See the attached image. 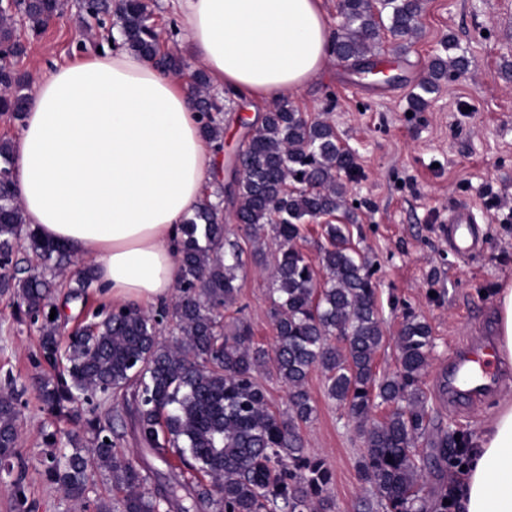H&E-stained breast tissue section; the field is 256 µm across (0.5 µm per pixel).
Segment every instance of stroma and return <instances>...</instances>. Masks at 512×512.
I'll list each match as a JSON object with an SVG mask.
<instances>
[{
  "label": "stroma",
  "mask_w": 512,
  "mask_h": 512,
  "mask_svg": "<svg viewBox=\"0 0 512 512\" xmlns=\"http://www.w3.org/2000/svg\"><path fill=\"white\" fill-rule=\"evenodd\" d=\"M80 0L40 34L26 24L16 34L26 52L14 65L27 81L107 46L111 24L84 17ZM422 27L405 52L383 42L375 60L389 80L365 77L338 58L306 84L291 104L326 114L355 155L347 185L357 221L353 245L374 265L384 342L375 359L377 374L396 368V339L406 315L431 327L430 366L422 387L430 399L429 437L478 435L498 401L512 394V361L503 360L496 390L478 407L452 408L439 380L453 348L475 336H496L497 295L512 282V0H425ZM454 37L467 68L441 83L424 110L412 112L410 95L442 55V40ZM267 104L238 99L224 123V151L218 154L213 183H226L242 141L243 123L266 112ZM455 206L472 207L484 232L482 250L461 255L440 232ZM238 304L254 339L274 344L269 318L268 277L263 265L248 263L239 276ZM38 332L16 315L9 295L0 294V377L11 374L27 386L47 373L36 360ZM325 378L312 370L307 389L315 417L303 427L305 446L334 472L330 512H358L372 500L359 470L363 451L356 424L325 393ZM18 448L26 464L29 500L38 512H83L41 472L42 433L73 432L67 419L41 410L33 392L23 395Z\"/></svg>",
  "instance_id": "1"
}]
</instances>
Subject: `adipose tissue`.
<instances>
[{"label": "adipose tissue", "instance_id": "adipose-tissue-1", "mask_svg": "<svg viewBox=\"0 0 512 512\" xmlns=\"http://www.w3.org/2000/svg\"><path fill=\"white\" fill-rule=\"evenodd\" d=\"M322 0H174L197 66L220 90L267 103L325 67ZM187 83L128 51L47 73L12 155L24 220L92 266L113 302L167 301L180 227L215 163ZM460 512H512V398L472 440Z\"/></svg>", "mask_w": 512, "mask_h": 512}]
</instances>
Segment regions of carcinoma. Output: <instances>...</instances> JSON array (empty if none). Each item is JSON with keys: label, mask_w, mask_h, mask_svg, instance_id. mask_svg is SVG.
Returning a JSON list of instances; mask_svg holds the SVG:
<instances>
[{"label": "carcinoma", "mask_w": 512, "mask_h": 512, "mask_svg": "<svg viewBox=\"0 0 512 512\" xmlns=\"http://www.w3.org/2000/svg\"><path fill=\"white\" fill-rule=\"evenodd\" d=\"M13 2V8L0 9V112L21 121L30 97L14 68L13 60L25 51L14 18L22 15L38 35L62 13L64 0ZM81 8L97 20L114 18V47L146 56L173 76L183 72L182 57L161 50L150 0H82ZM338 8L335 53L361 70L375 66L372 57L386 35L409 47L405 40L418 32L423 0H340ZM465 63L463 56L435 58L411 94V107L424 109L426 96ZM190 88L201 133L219 152L223 113L236 93L226 92L222 101L212 96L202 70L193 73ZM13 150L12 140L0 139V268L13 265L24 251L40 261L44 273L3 275L0 293L38 325L39 357L54 371L32 383L43 410L90 435L84 440L75 432L64 440L55 431L44 433L42 472L68 498L88 500L99 473L122 490L120 512H192L201 503L218 512H328L333 474L325 459L307 451L302 434L316 413L307 379L318 368L328 397L346 410L363 438L359 467L376 503L361 507L448 512L446 492L427 510L421 482L424 471L459 453L448 449L446 437L429 454L418 448L428 440L421 381L429 367L431 328L407 315L397 337L396 370L376 376L374 361L383 343L376 283L369 262L352 247L347 225L331 221L346 212L342 175L354 167V155L326 118L283 100L248 127L239 153L243 173L230 193L235 221L249 239L270 231L278 240L269 277L272 355L254 342L245 319L224 326V311L237 300L244 251L225 235L223 201L208 195L181 224V278L172 306L153 315L136 306L100 307L62 343L61 314L50 313L56 274L70 264L71 254L25 224L11 169ZM323 217L327 244L320 252V275L297 241L303 225ZM94 281L91 267L78 270L68 299L85 298ZM168 318L178 331L171 343L159 337ZM270 361L288 388L286 413L272 408L256 380ZM99 396L132 403L140 444L166 464L178 457L182 466L170 464L167 480L147 489L145 468L117 450L118 420L104 423L82 408ZM18 397L14 380H8L7 392H0V479L19 512H26V467L16 451ZM378 402L390 407L381 422L372 417ZM196 474L209 477L211 485L194 480Z\"/></svg>", "instance_id": "1"}]
</instances>
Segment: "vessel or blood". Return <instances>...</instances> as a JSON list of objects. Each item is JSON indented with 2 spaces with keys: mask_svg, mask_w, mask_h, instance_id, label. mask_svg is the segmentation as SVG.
<instances>
[{
  "mask_svg": "<svg viewBox=\"0 0 512 512\" xmlns=\"http://www.w3.org/2000/svg\"><path fill=\"white\" fill-rule=\"evenodd\" d=\"M444 235L450 247L467 253L481 245L477 216L472 208L459 207L449 211ZM454 375L448 386L458 400L481 399L498 383L499 362L492 355V344L458 346L450 357Z\"/></svg>",
  "mask_w": 512,
  "mask_h": 512,
  "instance_id": "1",
  "label": "vessel or blood"
}]
</instances>
